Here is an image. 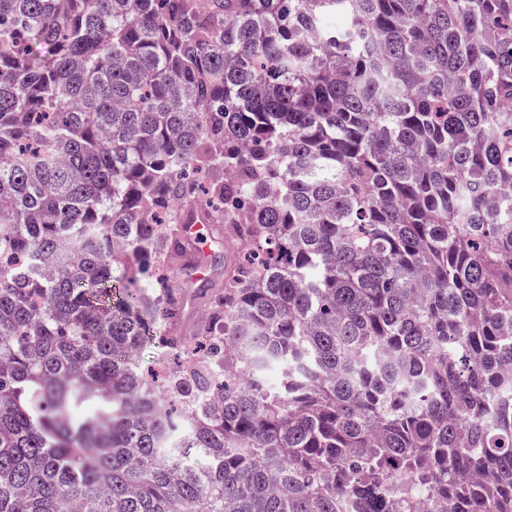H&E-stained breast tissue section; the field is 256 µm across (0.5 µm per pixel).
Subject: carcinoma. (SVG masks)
<instances>
[{
    "label": "carcinoma",
    "instance_id": "carcinoma-1",
    "mask_svg": "<svg viewBox=\"0 0 512 512\" xmlns=\"http://www.w3.org/2000/svg\"><path fill=\"white\" fill-rule=\"evenodd\" d=\"M509 187L512 0H0V512H512ZM203 303L198 300L193 294L189 293L183 298V310L181 315V326H182V335L185 336L186 339H189L192 336V328L195 325L197 314L200 310L203 309Z\"/></svg>",
    "mask_w": 512,
    "mask_h": 512
}]
</instances>
